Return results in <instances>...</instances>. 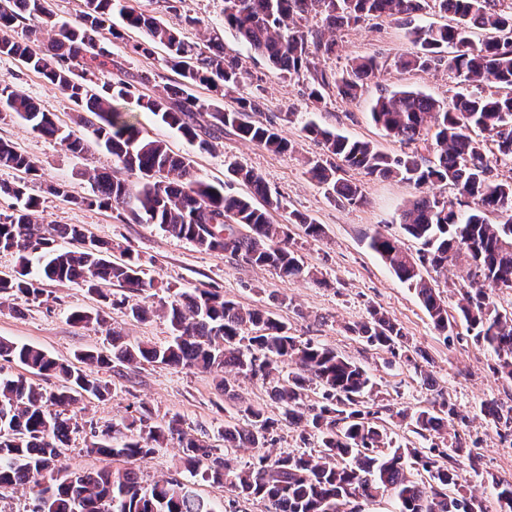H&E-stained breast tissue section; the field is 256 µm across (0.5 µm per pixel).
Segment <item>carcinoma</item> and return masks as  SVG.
I'll return each mask as SVG.
<instances>
[{
  "label": "carcinoma",
  "instance_id": "carcinoma-1",
  "mask_svg": "<svg viewBox=\"0 0 512 512\" xmlns=\"http://www.w3.org/2000/svg\"><path fill=\"white\" fill-rule=\"evenodd\" d=\"M117 0H84L72 22H59L49 0H0V55L19 59L66 95L78 108V125L91 138L59 127L23 91L0 88V112H10L40 134L67 143L74 153L91 146L106 149L119 177H94L93 195L74 197L63 184L50 193L74 204L97 205L128 214L140 223L156 224L163 231L205 251L225 252L257 267H271L286 279L308 276L290 243L287 224H274L271 212L282 200L270 192L261 177L241 165L229 173L250 185V195L235 196L224 185H213L191 170L189 161L173 153L161 140L149 137L115 107L135 100L145 112L177 130L201 150H213L230 129L239 138L281 153L290 149L274 125L252 120L261 111L257 97L235 98L224 108L189 93L199 83L220 89L230 97L239 91L245 75L236 58L224 52L217 37L204 43L182 39L177 29L133 5H121L123 29L111 24ZM503 0H224V27L284 76L305 75L309 98L319 102L328 94L343 101L359 97L366 81L376 79L384 62L376 56L353 58L340 74L319 68L321 55L339 50L336 30L358 25L369 16L399 17L408 26L413 50L398 56L404 70L446 67L460 78L464 89L441 103L413 90H384L373 102L375 124L409 151L387 154L371 143L351 140L328 128L307 123L304 131L320 141L328 159L308 162L310 178L325 188L340 206L364 202L361 187L344 178L342 165L355 166L368 176L392 178L415 187L401 215L405 233L421 244L417 255L379 231L368 236V247L424 305L434 330L446 340L457 335V320L425 274L439 275L448 264L463 260L468 266L466 287L460 289L459 317L467 332L499 359L500 373L512 379V311H500L493 296L512 291V180L494 174L501 160L512 161V11L499 8ZM452 13L455 24L420 25L416 18L429 8ZM314 14L322 27L303 30L299 21ZM477 30L491 32L479 43ZM140 35L132 45L138 55H150L156 46L168 50L167 66L179 79L163 92H140L146 77L127 71L105 45ZM454 47V54L445 49ZM476 83L496 88L485 95L469 90ZM340 160L336 164L331 158ZM0 167L37 175L39 168L8 142L0 140ZM451 185L456 201L431 196L425 189ZM0 194L19 205L0 213V251L19 255L20 270L0 276V297L22 295L34 300L44 294L45 282L79 281L103 299L102 285L118 284L128 296L120 300L128 315L145 320L159 314L170 323V339L163 344L128 341L122 330L109 326L101 312L75 310L76 325L106 327L109 355L81 352L82 369L52 358L45 351L0 339V360L17 362L40 375L62 379L47 393L22 377L0 372V490H28L30 512H217L198 495V482L222 484L235 498L260 500L266 512H343L341 506L357 497L372 501L389 496L394 512H485L482 501L448 495L460 479V458L474 462L467 441L448 438L440 416L454 415L443 401L439 407L417 410L409 418L414 433L429 442L428 450L391 446L384 426L367 410L370 378L355 362L332 348L301 343L288 334V325L260 308H245L217 290L191 292L166 287L168 296L157 305L129 302L153 288L145 281L139 257L124 251L112 259V247L78 226L44 224L35 212L39 200L28 193V183L0 184ZM499 222L492 224L489 216ZM244 225L242 234L234 225ZM68 246L63 247L61 243ZM44 261L31 269L30 254ZM367 344L396 356L409 344L399 324L376 309L350 327ZM161 364L190 372L220 376V387L231 394L224 374L259 379L271 387L281 417L301 429L302 439L314 438L318 450L292 451L272 456L262 453L244 465L222 455L205 440L187 433L177 419L165 425L148 423L146 413L131 422L114 423L100 430L91 427L86 451L105 457L145 461L159 449L177 442L182 449L181 478L143 481L136 468H102L76 473L61 464L74 430L68 407L76 396L104 399L110 386L93 367ZM321 391L316 404L305 403L309 384ZM482 410L496 425L512 429V406L496 399ZM245 425L224 423V441L232 448L260 450L275 442L278 421L264 409L239 407ZM429 475L427 486L419 479ZM499 502L512 512V482L492 480Z\"/></svg>",
  "mask_w": 512,
  "mask_h": 512
}]
</instances>
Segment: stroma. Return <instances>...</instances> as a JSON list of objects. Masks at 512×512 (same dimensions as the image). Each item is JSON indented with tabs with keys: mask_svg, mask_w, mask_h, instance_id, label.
Returning a JSON list of instances; mask_svg holds the SVG:
<instances>
[{
	"mask_svg": "<svg viewBox=\"0 0 512 512\" xmlns=\"http://www.w3.org/2000/svg\"><path fill=\"white\" fill-rule=\"evenodd\" d=\"M133 2L150 14L181 24L187 40H197L204 28L219 33L225 52L235 56L248 73L241 96H255L262 102L255 120L274 125L292 148L273 153L228 132L215 151H202L136 105L124 102L121 110L130 113L145 133L164 140L174 153L187 157L199 177L223 184L226 193L242 196L250 192L247 184L228 174V163L241 164L260 175L283 203L282 209L271 215L274 223L284 224L289 217L302 215L321 224L320 237H309L298 226L292 227L291 234L305 266L321 272L323 282L287 281L273 269L255 267L221 252L200 250L156 225L120 220L114 213L77 206L49 194L48 184L62 183L73 195H91L94 175L113 169L111 154L97 147L82 154L72 153L60 140L34 132L15 116L0 114V139L11 142L39 167L38 176L28 182V191L38 198L44 223L80 225L96 238L128 248L140 257L147 278L153 281L154 293H163L169 286L217 289L242 306L273 312L299 341L328 346L358 363L375 384L369 404L378 410L379 422L395 444L422 443L410 426L399 422L397 411L423 409L437 397H444L456 411L448 420L449 433L460 434L474 445L476 466L463 469L462 491L484 500L489 512H501L492 481H512V434L495 427L485 417L482 404L492 397L505 403L512 401V381L497 373L496 356L477 344L465 326H458L453 341H444L413 290L367 246L368 235L379 231L401 241L409 253H417L419 242L407 236L401 225L402 210L416 193L414 186L396 179L372 178L351 167L346 176L360 184L365 201L342 207L310 179L304 165L305 159L323 152L322 144L305 134L304 120H314L354 140L372 142L383 152L398 153L401 144L370 117L371 105L381 89H411L447 102L460 89L458 78L444 67L426 71L398 68L397 57L411 47L406 26L394 17H369L356 27L338 31L339 53L320 57L319 66L333 73L344 69L349 58L376 55L386 63L381 76L368 81L355 101L345 102L330 95L316 103L309 99L301 80L281 77L225 31L224 0H179L174 14L166 12L164 0ZM188 16L200 19V26L182 25V18ZM110 49L126 70L149 76V83L141 88L143 94H156L172 75L165 63L164 48L144 57L117 40ZM1 85L22 89L42 110L53 113L59 125L73 126L76 106L20 60L0 56ZM44 289L36 301L18 297L0 303V339L41 348L62 361L73 360L82 351H104L108 348L104 329L94 324L76 325L70 320L73 311L99 308L105 309L110 322L124 328L130 341L162 343L170 336L166 319H130L118 305L126 295L119 286L105 288L115 301L109 308L97 295L75 283L48 282ZM374 307L396 320L411 346L422 350V357L408 362L369 346L350 332V324L365 320ZM99 375L108 381L110 395L103 400L87 395L73 407L78 427L62 457L63 465L73 472L93 471L109 464L105 457L86 451L91 427L134 416L141 408L155 423L180 416L184 430L196 436L207 434L210 444L219 448L224 445L220 431L225 421L238 419L240 402L262 407L272 417L279 413L268 385L241 376L231 377L235 394L230 397L224 395L213 374L187 373L164 365L146 364L134 369L118 366L102 369Z\"/></svg>",
	"mask_w": 512,
	"mask_h": 512,
	"instance_id": "obj_1",
	"label": "stroma"
}]
</instances>
